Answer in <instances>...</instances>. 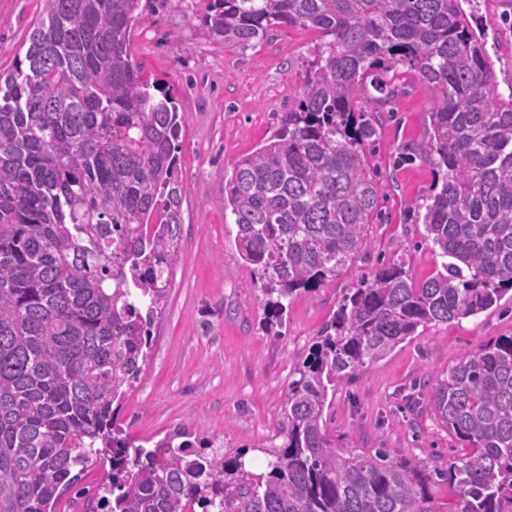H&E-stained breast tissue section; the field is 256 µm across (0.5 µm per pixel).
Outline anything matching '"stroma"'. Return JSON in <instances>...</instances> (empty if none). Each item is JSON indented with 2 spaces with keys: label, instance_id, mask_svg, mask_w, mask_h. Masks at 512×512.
I'll return each mask as SVG.
<instances>
[{
  "label": "stroma",
  "instance_id": "obj_1",
  "mask_svg": "<svg viewBox=\"0 0 512 512\" xmlns=\"http://www.w3.org/2000/svg\"><path fill=\"white\" fill-rule=\"evenodd\" d=\"M208 2L166 0L130 38L133 61L175 98L184 117L177 139L184 194L166 304L152 326L147 365L118 420L140 444L187 425L225 451L247 450L262 465L266 449L286 444L278 427L291 374L347 289L383 256L402 257L417 282L440 270L423 213L443 172L434 161L402 155L426 139L432 102L414 73L399 69L400 93L379 105L370 147L382 216L369 227L368 247L347 275L295 296L279 336L267 335L259 276L242 259L237 227L222 206L224 172L261 147L283 112L296 105L316 34L281 26L243 47L210 34L203 21ZM44 7V0H0L1 70L24 58ZM464 10L484 36L498 93L511 95L512 0H468ZM500 336H512V291L486 312L418 329L329 397L324 416L330 434H354L363 448L424 461L462 455L437 423L430 388L419 382Z\"/></svg>",
  "mask_w": 512,
  "mask_h": 512
}]
</instances>
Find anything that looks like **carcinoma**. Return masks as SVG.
Segmentation results:
<instances>
[{
	"instance_id": "1",
	"label": "carcinoma",
	"mask_w": 512,
	"mask_h": 512,
	"mask_svg": "<svg viewBox=\"0 0 512 512\" xmlns=\"http://www.w3.org/2000/svg\"><path fill=\"white\" fill-rule=\"evenodd\" d=\"M45 2L25 60L0 72V512H54L96 464L102 512H512V336L437 377L436 419L466 448L446 463L338 447L324 420L329 394L418 328L512 291V94L494 93L461 0H209L211 34L243 46L280 26L319 33L297 107L224 184L268 331L368 245L370 104L395 98L391 70L433 101L432 132L408 154L446 168L424 214L441 270L417 283L392 258L348 289L288 383L287 446L263 450L260 473L185 426L146 448L117 420L177 253L178 109L129 51L153 0ZM370 75L379 96L359 101Z\"/></svg>"
}]
</instances>
